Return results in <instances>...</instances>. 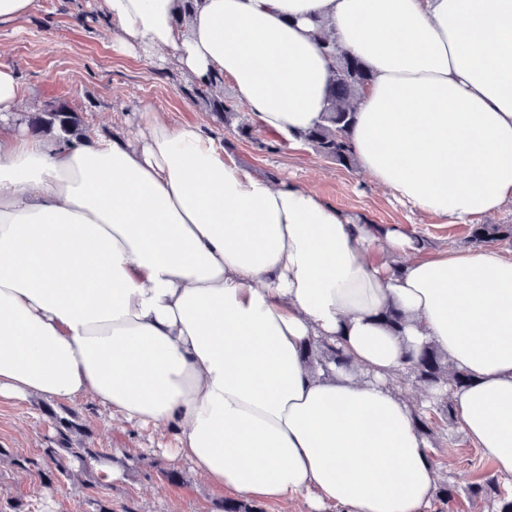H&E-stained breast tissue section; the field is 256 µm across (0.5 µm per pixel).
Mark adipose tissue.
Here are the masks:
<instances>
[{
  "label": "adipose tissue",
  "mask_w": 512,
  "mask_h": 512,
  "mask_svg": "<svg viewBox=\"0 0 512 512\" xmlns=\"http://www.w3.org/2000/svg\"><path fill=\"white\" fill-rule=\"evenodd\" d=\"M113 54L229 78L248 118L295 143L332 62L317 23L373 75L358 169L421 219L512 203V0H100ZM0 65V401L94 400L171 433L210 486L309 512H425L438 479L396 375L429 344L471 384L462 432L512 476V256L420 255L399 228L259 176L222 139L150 106L134 130L15 129ZM396 307L403 330L378 319ZM345 365L309 367V341Z\"/></svg>",
  "instance_id": "ef3b65f1"
}]
</instances>
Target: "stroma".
I'll list each match as a JSON object with an SVG mask.
<instances>
[{
	"instance_id": "35a3bbf8",
	"label": "stroma",
	"mask_w": 512,
	"mask_h": 512,
	"mask_svg": "<svg viewBox=\"0 0 512 512\" xmlns=\"http://www.w3.org/2000/svg\"><path fill=\"white\" fill-rule=\"evenodd\" d=\"M97 0H38L21 23L0 26V63L18 73L24 106L17 121L45 104L62 100L81 115L86 129L105 133L133 130L137 109L147 104L174 124L193 123L220 137L227 154L257 172L312 186L328 203L370 224L403 227L422 239L423 253L469 249L466 224L420 222L416 213L388 192L375 187L357 169L329 162L301 144L288 146L280 137L255 128L244 137L219 123L204 102L188 97L190 81L168 65L146 67L139 60L113 55ZM46 401L0 402V502H19L27 512H95L99 498L127 504L136 512H220L223 493L213 490L187 463L160 456L173 445L170 434L140 429L111 418L92 401L51 405L53 413H73L87 444L122 451L129 463L121 479L97 487L94 474L57 483L58 497L43 496L44 451L56 442L53 414ZM445 442L431 447L440 470L458 492L462 512H491L487 503H469V487L493 471L492 460L458 428L444 430ZM28 459L27 468L14 466ZM181 473L174 484L167 471Z\"/></svg>"
}]
</instances>
